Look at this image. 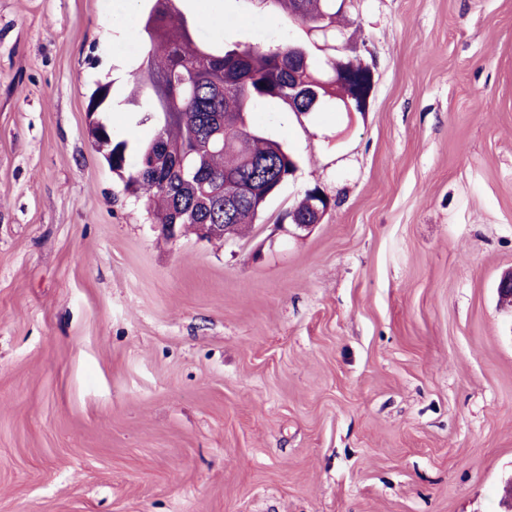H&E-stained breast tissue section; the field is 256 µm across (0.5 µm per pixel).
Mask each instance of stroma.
Instances as JSON below:
<instances>
[{
    "label": "stroma",
    "instance_id": "stroma-1",
    "mask_svg": "<svg viewBox=\"0 0 512 512\" xmlns=\"http://www.w3.org/2000/svg\"><path fill=\"white\" fill-rule=\"evenodd\" d=\"M199 40L303 38L183 0ZM241 18L213 30L210 10ZM367 111L254 121L297 154L259 223L164 239L94 149L138 0H0V512H502L512 478V0H348ZM319 187L311 231L280 216Z\"/></svg>",
    "mask_w": 512,
    "mask_h": 512
}]
</instances>
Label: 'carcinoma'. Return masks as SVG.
Here are the masks:
<instances>
[{
    "mask_svg": "<svg viewBox=\"0 0 512 512\" xmlns=\"http://www.w3.org/2000/svg\"><path fill=\"white\" fill-rule=\"evenodd\" d=\"M142 30L147 50L136 74V89L151 103L143 118L155 126L154 138L141 140L137 127L116 139L100 114L111 102V84L91 92L87 112L90 133L101 154L122 183L126 195L145 200L153 224H179L182 232L198 234L199 224H222L229 238L263 217L266 207L255 199L274 198L290 177V151L254 124L251 116L268 100L288 106L286 43L261 49L241 43L207 45L196 40L193 22L182 0H142ZM287 14L304 28L329 13L336 26V0H259ZM308 51V79L303 93L319 94L320 103L336 102L343 89L316 79L336 67V54L317 58L315 37L302 41ZM161 136L186 157L184 168L157 176L150 169L161 157ZM236 185L247 194L224 209V186ZM314 197L305 192L282 220L291 215L302 222L313 216Z\"/></svg>",
    "mask_w": 512,
    "mask_h": 512,
    "instance_id": "1",
    "label": "carcinoma"
}]
</instances>
